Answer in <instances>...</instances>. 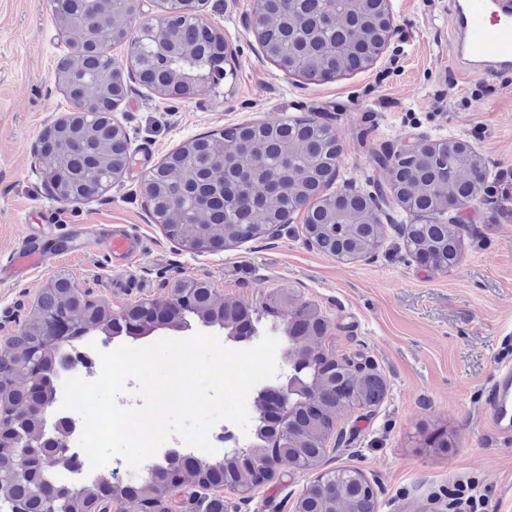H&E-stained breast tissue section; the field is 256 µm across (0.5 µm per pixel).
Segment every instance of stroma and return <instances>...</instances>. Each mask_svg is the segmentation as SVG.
<instances>
[{
    "instance_id": "35a3bbf8",
    "label": "stroma",
    "mask_w": 512,
    "mask_h": 512,
    "mask_svg": "<svg viewBox=\"0 0 512 512\" xmlns=\"http://www.w3.org/2000/svg\"><path fill=\"white\" fill-rule=\"evenodd\" d=\"M254 0H208L205 15L236 49L232 76L188 99L133 82L115 116L131 161L111 188L75 203L57 201L37 160L44 130L71 105L56 81L65 38L48 0H0V255L26 225L53 211L61 224H122L143 241L129 266L96 249L48 261L29 278L0 284V355L35 312L57 271L114 313L169 301L184 277L217 298L263 308L280 289L317 306L324 346L360 356L385 383L381 401L341 415L321 469L354 467L377 492L378 512H512V445L485 425L483 391L512 364V72L463 73L454 56L453 0H389L394 36L366 69L321 82L279 70L245 26ZM313 118L329 123L342 152L328 187L386 186L376 153L408 138L464 139L486 164L479 198L461 214L463 259L445 270L412 255L409 213L391 206L372 255L344 260L312 246L303 215L265 238L199 254L170 240L143 195L145 172L190 139L251 122ZM447 447H439V440ZM312 470L282 468L249 492H224V512H294Z\"/></svg>"
}]
</instances>
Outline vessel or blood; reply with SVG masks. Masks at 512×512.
<instances>
[{
    "instance_id": "1",
    "label": "vessel or blood",
    "mask_w": 512,
    "mask_h": 512,
    "mask_svg": "<svg viewBox=\"0 0 512 512\" xmlns=\"http://www.w3.org/2000/svg\"><path fill=\"white\" fill-rule=\"evenodd\" d=\"M458 21L456 56L464 71L495 76L512 70V0H454ZM104 250L114 263L136 256L140 240L122 227L76 224L67 232L46 223L27 225L16 251L0 260V283L26 277L56 257L76 259L87 250ZM487 421L504 438L512 437V365L499 367L485 392Z\"/></svg>"
}]
</instances>
